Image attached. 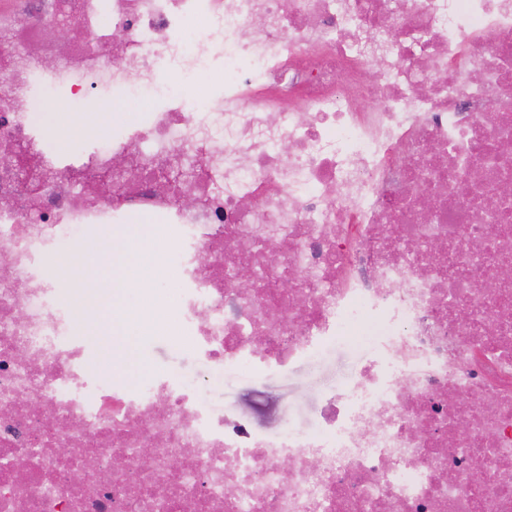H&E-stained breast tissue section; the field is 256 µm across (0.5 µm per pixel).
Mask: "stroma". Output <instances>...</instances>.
I'll return each mask as SVG.
<instances>
[{
	"label": "stroma",
	"instance_id": "35a3bbf8",
	"mask_svg": "<svg viewBox=\"0 0 512 512\" xmlns=\"http://www.w3.org/2000/svg\"><path fill=\"white\" fill-rule=\"evenodd\" d=\"M123 339L128 340V349H120ZM123 339L87 330L85 354L94 364L107 356L121 363L119 378L128 385L155 375L172 377L189 387L206 410L241 416L264 438L278 437L294 428L316 429L317 409L324 397L350 388L361 367L376 354L367 341L335 339L288 368L247 373L216 369L205 358L159 333L147 336L138 328L128 327Z\"/></svg>",
	"mask_w": 512,
	"mask_h": 512
}]
</instances>
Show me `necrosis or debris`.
<instances>
[{"mask_svg": "<svg viewBox=\"0 0 512 512\" xmlns=\"http://www.w3.org/2000/svg\"><path fill=\"white\" fill-rule=\"evenodd\" d=\"M60 91L143 115L63 149ZM135 223L216 367L381 356L275 439L102 376L46 266ZM507 268L512 0H0V512H512ZM134 225H137V224H112L109 228H103L102 226H95V225L87 226L86 231H85V238L83 239V241L77 247L73 248L72 250H63V252L60 255L52 258L48 262V270L52 272L53 265L55 263L63 265V262L66 261L67 258H69L71 260L74 257L76 259V261L80 257L83 258V249H84L85 245L88 242H94V241L98 240L103 234H105L107 232H111L112 234H113V232L114 233H122V232L134 227Z\"/></svg>", "mask_w": 512, "mask_h": 512, "instance_id": "necrosis-or-debris-1", "label": "necrosis or debris"}]
</instances>
